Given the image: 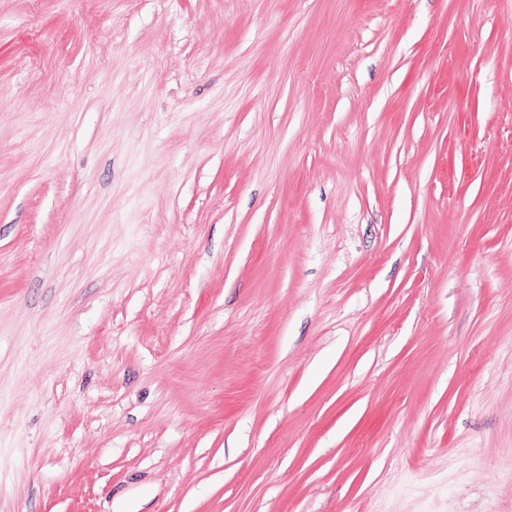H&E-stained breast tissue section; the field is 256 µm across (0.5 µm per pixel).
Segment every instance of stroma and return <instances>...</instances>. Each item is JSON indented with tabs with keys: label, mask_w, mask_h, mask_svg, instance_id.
<instances>
[{
	"label": "stroma",
	"mask_w": 512,
	"mask_h": 512,
	"mask_svg": "<svg viewBox=\"0 0 512 512\" xmlns=\"http://www.w3.org/2000/svg\"><path fill=\"white\" fill-rule=\"evenodd\" d=\"M0 512H512V0H0Z\"/></svg>",
	"instance_id": "stroma-1"
}]
</instances>
